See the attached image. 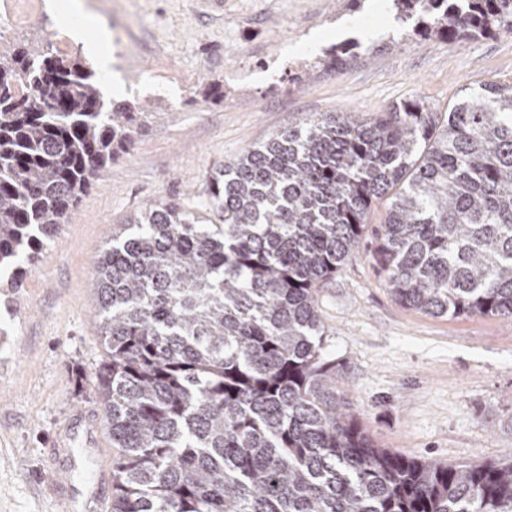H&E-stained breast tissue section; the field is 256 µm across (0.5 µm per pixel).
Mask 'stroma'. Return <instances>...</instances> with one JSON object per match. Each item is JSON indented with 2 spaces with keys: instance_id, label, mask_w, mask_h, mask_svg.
Segmentation results:
<instances>
[{
  "instance_id": "obj_1",
  "label": "stroma",
  "mask_w": 512,
  "mask_h": 512,
  "mask_svg": "<svg viewBox=\"0 0 512 512\" xmlns=\"http://www.w3.org/2000/svg\"><path fill=\"white\" fill-rule=\"evenodd\" d=\"M42 0H0V47L31 53L65 42ZM121 25L86 4L87 32L111 28L116 99L136 118L132 137L81 195L52 241L26 264L0 307V512H86L112 447L91 396L105 350L89 287L115 225L172 200L201 209L206 176L277 132L328 112L370 119L413 99L445 112L462 87L512 84V33L468 41L415 34L390 0H124ZM358 48L332 62L340 26ZM139 44L124 54L122 41ZM313 66L285 68L300 54ZM244 71L228 78L231 67ZM228 87L224 98L216 87ZM365 237L356 259L317 293L324 352L345 368L340 387L380 446L464 468L512 459V319L434 317L391 294Z\"/></svg>"
}]
</instances>
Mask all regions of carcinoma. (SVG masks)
<instances>
[{
	"mask_svg": "<svg viewBox=\"0 0 512 512\" xmlns=\"http://www.w3.org/2000/svg\"><path fill=\"white\" fill-rule=\"evenodd\" d=\"M393 6L422 34L512 33V0ZM134 120L79 60L0 48L6 299ZM207 193L203 215L167 200L131 215L95 262L110 512H512V462L459 469L371 440L316 299L384 198L374 259L397 300L512 318V84L465 87L448 112L291 125L220 164Z\"/></svg>",
	"mask_w": 512,
	"mask_h": 512,
	"instance_id": "1",
	"label": "carcinoma"
}]
</instances>
